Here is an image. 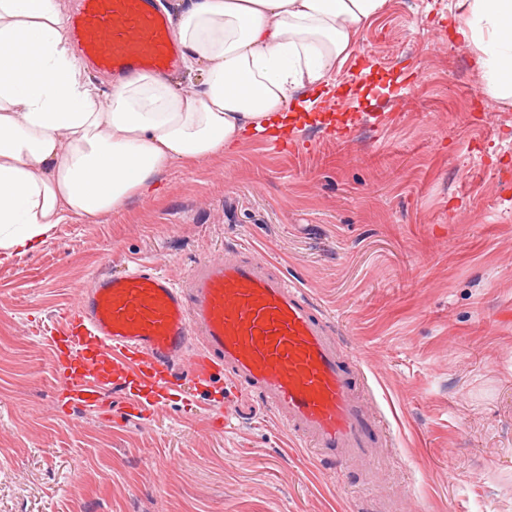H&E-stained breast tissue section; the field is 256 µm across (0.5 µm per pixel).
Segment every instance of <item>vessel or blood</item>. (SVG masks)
I'll return each instance as SVG.
<instances>
[{"label":"vessel or blood","mask_w":512,"mask_h":512,"mask_svg":"<svg viewBox=\"0 0 512 512\" xmlns=\"http://www.w3.org/2000/svg\"><path fill=\"white\" fill-rule=\"evenodd\" d=\"M73 40L97 68L163 73L179 60L154 0H81ZM61 395L99 408L114 381L138 379L164 397L181 364L194 383L216 373L239 400L268 407L323 460L378 466V420L355 394L331 318L308 291L248 245L195 263L184 282L133 262L98 275L65 319Z\"/></svg>","instance_id":"b4317fda"}]
</instances>
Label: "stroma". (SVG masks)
<instances>
[{
  "instance_id": "1",
  "label": "stroma",
  "mask_w": 512,
  "mask_h": 512,
  "mask_svg": "<svg viewBox=\"0 0 512 512\" xmlns=\"http://www.w3.org/2000/svg\"><path fill=\"white\" fill-rule=\"evenodd\" d=\"M453 0H386L283 150L160 173L0 264V512H512V108L484 92ZM248 243L334 317L382 465L313 458L223 376L143 415L61 406L48 336L97 274L184 281Z\"/></svg>"
}]
</instances>
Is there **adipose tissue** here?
<instances>
[{
    "label": "adipose tissue",
    "mask_w": 512,
    "mask_h": 512,
    "mask_svg": "<svg viewBox=\"0 0 512 512\" xmlns=\"http://www.w3.org/2000/svg\"><path fill=\"white\" fill-rule=\"evenodd\" d=\"M386 0H195L174 37L200 86L150 72L98 92L68 34L67 0H0V263L72 216L147 195L177 162L237 150L313 111ZM487 94L512 105V0H458ZM311 97L296 98L301 89Z\"/></svg>",
    "instance_id": "obj_1"
}]
</instances>
